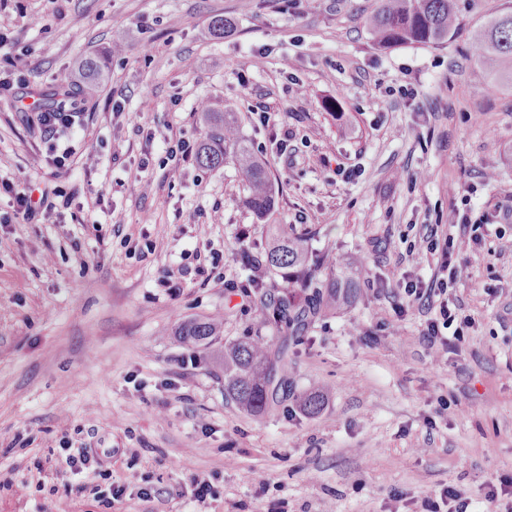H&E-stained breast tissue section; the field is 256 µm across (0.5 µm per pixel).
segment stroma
I'll list each match as a JSON object with an SVG mask.
<instances>
[{"label":"stroma","instance_id":"obj_1","mask_svg":"<svg viewBox=\"0 0 512 512\" xmlns=\"http://www.w3.org/2000/svg\"><path fill=\"white\" fill-rule=\"evenodd\" d=\"M377 5L0 0V51L32 63L0 100V179L74 196L30 222L0 198V512H420L447 486L486 512L485 481L512 478V215L496 209L512 197V86L469 56L473 33L512 0H456L450 39L388 49L366 26ZM217 18L233 23L225 37L211 31ZM260 53L264 67L247 69ZM88 56L102 80L75 100L81 126L43 133L35 113L72 90ZM201 100L235 113L267 161V216L245 206L234 158L168 162L169 140H205ZM66 149L75 165L51 176ZM483 216L488 255L450 293L471 325L437 364L426 308L391 331L403 280H431L432 228L456 236ZM273 224L335 257L361 294L313 318L292 347L294 399L257 420L225 396L216 355L278 336L240 261L264 258ZM193 253L221 263L181 276ZM213 316L224 328L211 344L179 342L178 325ZM321 388L322 410L301 411L297 395ZM65 439L98 464L86 483L105 470L126 496L106 507L77 493ZM195 477L216 497L197 502Z\"/></svg>","mask_w":512,"mask_h":512}]
</instances>
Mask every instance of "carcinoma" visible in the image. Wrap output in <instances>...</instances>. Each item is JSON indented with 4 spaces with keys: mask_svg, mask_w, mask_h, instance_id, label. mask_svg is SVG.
I'll return each mask as SVG.
<instances>
[{
    "mask_svg": "<svg viewBox=\"0 0 512 512\" xmlns=\"http://www.w3.org/2000/svg\"><path fill=\"white\" fill-rule=\"evenodd\" d=\"M455 0H380V6L368 20V27L378 46L438 44L452 37L455 30ZM470 55L476 65L486 67L492 80L512 82V11L497 13L484 23L471 42ZM100 65L93 57L82 61L81 92L86 96L98 90ZM209 129V138L200 147L199 164L215 169L224 164L231 152L237 159L246 182L245 205L258 216L270 212L275 204L276 188L262 162L254 157L240 132L235 113L212 112L206 102L197 105ZM309 264L306 239L281 235L273 239L263 269L267 272L290 268L288 283L299 291L275 295L264 284L252 289L261 306L263 324L289 329L276 350H271L265 336H247L224 348V392L241 409L263 418L293 395L289 354L295 342L309 326L310 318L324 310L349 306L359 295V284L352 275L330 273L324 279L303 278ZM221 322L216 318L182 323L176 335L182 343L205 345L219 335ZM307 413H318L324 395L311 392L297 397Z\"/></svg>",
    "mask_w": 512,
    "mask_h": 512,
    "instance_id": "carcinoma-1",
    "label": "carcinoma"
}]
</instances>
